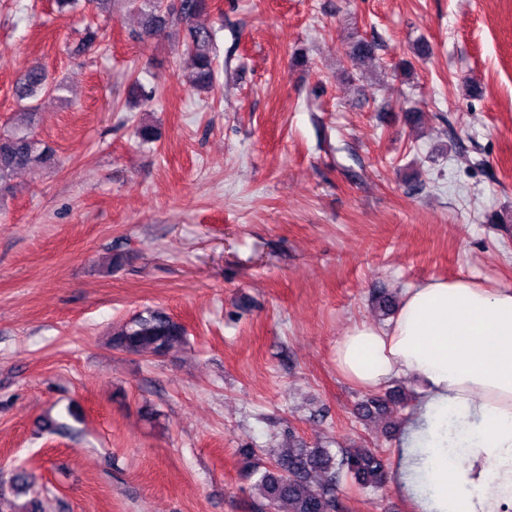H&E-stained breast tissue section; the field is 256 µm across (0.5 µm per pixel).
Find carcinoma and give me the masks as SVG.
Returning a JSON list of instances; mask_svg holds the SVG:
<instances>
[{"label":"carcinoma","instance_id":"carcinoma-1","mask_svg":"<svg viewBox=\"0 0 512 512\" xmlns=\"http://www.w3.org/2000/svg\"><path fill=\"white\" fill-rule=\"evenodd\" d=\"M142 16L140 34L161 37L176 27L184 31L182 69L192 87L210 89L215 81L216 32L197 24V18L211 8L209 0H126ZM377 45L361 39L349 51L354 65L376 59ZM66 85L43 68L27 72L16 84L22 108L14 113L11 127L0 131V196L12 193L14 174L28 167L54 168L58 159L54 150L38 139L33 131L39 101L46 97L64 100ZM107 344L114 350L129 354H149L156 358L177 357L188 346L185 326L163 309H147L112 327ZM413 399L400 387L366 397L355 407L361 421L387 418L391 425ZM76 421L81 412L67 406L58 417L43 419V427L66 430L64 418ZM245 476L253 491V512H342L340 487L350 478L363 488L379 490L387 483V460L376 450L351 445L334 452L321 442H309L288 433L286 443L270 448L263 457L252 448L243 449ZM34 475L25 468L15 470L9 489L26 500L18 503L0 490V512H43L42 501L30 495Z\"/></svg>","mask_w":512,"mask_h":512}]
</instances>
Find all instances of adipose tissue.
<instances>
[{
  "instance_id": "1",
  "label": "adipose tissue",
  "mask_w": 512,
  "mask_h": 512,
  "mask_svg": "<svg viewBox=\"0 0 512 512\" xmlns=\"http://www.w3.org/2000/svg\"><path fill=\"white\" fill-rule=\"evenodd\" d=\"M334 359L366 390L416 383L389 470L413 512H512V287L422 280L387 321L350 326Z\"/></svg>"
}]
</instances>
